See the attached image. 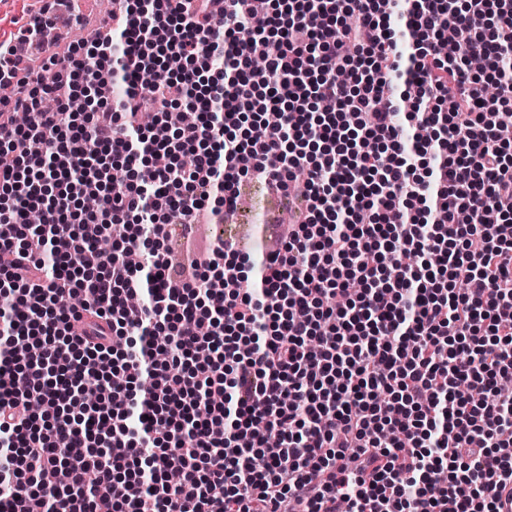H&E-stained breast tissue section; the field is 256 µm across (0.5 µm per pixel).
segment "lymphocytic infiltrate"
Listing matches in <instances>:
<instances>
[{
    "label": "lymphocytic infiltrate",
    "instance_id": "obj_1",
    "mask_svg": "<svg viewBox=\"0 0 512 512\" xmlns=\"http://www.w3.org/2000/svg\"><path fill=\"white\" fill-rule=\"evenodd\" d=\"M29 24L43 68L0 53V512H500L512 0H127L86 48ZM450 27L464 40L445 57ZM182 101L197 122L174 124ZM400 114L428 138L407 147ZM253 178L305 220L260 261L222 242L186 278L172 237L233 212ZM351 279L359 294L332 303Z\"/></svg>",
    "mask_w": 512,
    "mask_h": 512
}]
</instances>
